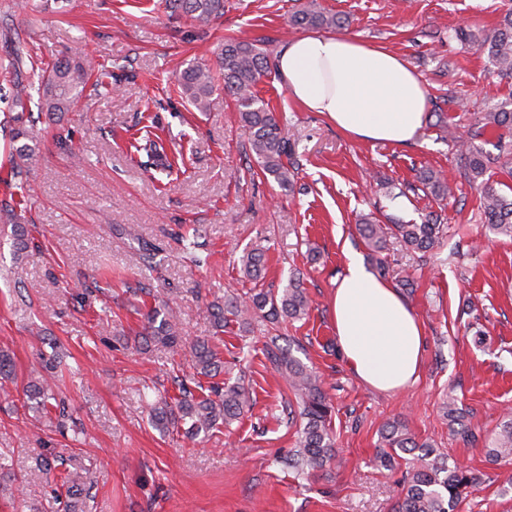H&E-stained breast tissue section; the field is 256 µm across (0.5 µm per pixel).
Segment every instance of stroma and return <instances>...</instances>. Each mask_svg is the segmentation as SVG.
Instances as JSON below:
<instances>
[{"instance_id": "obj_1", "label": "stroma", "mask_w": 512, "mask_h": 512, "mask_svg": "<svg viewBox=\"0 0 512 512\" xmlns=\"http://www.w3.org/2000/svg\"><path fill=\"white\" fill-rule=\"evenodd\" d=\"M301 2L224 0L223 17L201 26L171 14L165 0H27L23 9L0 0V30L20 31L33 57L23 81L75 46L112 73L110 89L86 85L71 111L50 117L34 106L19 111L0 70V206L27 201L26 249L0 218V350L14 363L13 379L0 382V512H62L69 471L94 475L82 494L87 512H395L407 465L383 473L374 462L379 431L395 418L479 475L462 512H512V461H488L482 444L449 431L442 409L455 398L486 437L512 408V239L483 235L481 189L462 177L452 143L512 95L486 53L458 37L493 30L512 0H316L345 15L344 35L400 56L428 99L452 97L450 130L425 126L408 146L359 140L268 75L259 95L285 124L300 165L285 190L250 176V131L223 89L200 112L178 84L188 68H215L225 38L263 39L276 51L301 36L290 23ZM18 128L38 156L20 190L10 165ZM155 149L172 175L151 167ZM424 168L453 186L447 207L408 192ZM382 178L404 196H385ZM377 207L404 222L443 210L438 253L423 261L393 242L383 266L369 261L356 222ZM195 228L201 245L189 254L181 237ZM148 245L158 252L150 268L140 259ZM253 247L264 250L274 288L303 273L309 314L275 329L257 318L245 332L216 331L209 306L250 288L239 257ZM350 252L400 288L424 326L422 369L405 390L370 388L338 347L332 300ZM405 278L412 288H401ZM171 295L177 346L137 343L145 313ZM274 336L283 346L296 340L294 355L326 381L337 448L327 476H299L281 462L297 435L293 394L266 357ZM200 338L222 343L224 375L243 378L251 407L195 439L160 432L149 413L177 396ZM49 360L65 402L60 424L33 412L23 391Z\"/></svg>"}]
</instances>
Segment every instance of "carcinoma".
<instances>
[{
    "label": "carcinoma",
    "instance_id": "cac0c4a2",
    "mask_svg": "<svg viewBox=\"0 0 512 512\" xmlns=\"http://www.w3.org/2000/svg\"><path fill=\"white\" fill-rule=\"evenodd\" d=\"M175 12H182L195 21L208 25L224 15V0H168ZM290 23L298 27L340 28L344 18L327 12L310 2L293 12ZM11 54L9 67L20 75L24 70L29 50L17 33H8ZM461 39L488 51L498 75L512 80V11L501 18L489 33H463ZM216 62L224 76V94L233 98L240 120L251 133L250 149L257 156L263 174L270 175L283 187L294 183L295 166L292 162L294 149L287 133L281 126L269 104L258 95L256 87L261 78L270 72L271 56L261 45L227 38L216 52ZM101 77L93 64L77 50L71 59L55 64L42 71L38 77L37 106L47 115L68 112L75 105L91 76ZM182 93L200 112L208 110L209 97L214 89L211 70L202 67L187 69L180 83ZM498 132L495 144L498 154L491 156L476 147L473 140L487 130ZM502 159L512 160V100L492 112L485 113L470 131V138L463 141L460 163L463 177L482 185V222L485 230L493 235L512 238V197L500 192L486 178L491 164ZM34 151L23 144L13 148L11 169L21 175L35 164ZM412 191H422L443 202L452 198L453 189L441 173L423 169L417 176ZM440 214L430 212L421 223L412 221L381 224L370 214L360 216L357 231L371 253L378 256L388 250L389 242L396 240L406 249L424 256L441 247L443 224ZM241 270L254 283L245 297L231 295L223 304L213 307L216 327L224 330L232 322L240 328L249 325L256 315L272 324L286 320H300L307 315L309 299L303 282L293 277L282 291L274 293L260 286L264 279L265 256L257 249L245 250L240 257ZM147 322L146 342H158L165 346L177 343L173 325L161 309L152 308L145 314ZM268 360L288 383L294 393L301 419L297 448L283 460L285 466L299 475L314 476L324 471L336 457V439L332 428L334 406L323 382L316 372L297 360L288 349L279 347L276 340L266 351ZM194 369L206 377H216L224 371L219 353L202 339L194 345ZM28 402L34 409L49 413L52 387L46 377L30 382L26 389ZM250 405L248 389L238 383L222 382L210 387V394L197 397L186 387H179L174 404L164 403L154 408L153 422L161 430L178 425L186 426V434L195 437L207 433L218 425L228 426L238 420ZM450 431L465 437H474L470 428L469 413L458 407L455 400L444 406ZM485 454L492 462L512 459V413L502 416L497 429L485 439ZM416 455V464L402 475L403 497L398 512H459L468 496V489L479 482V477L467 466L449 461L435 453L434 444L419 442L407 431L399 419L387 423L381 433L377 450V465L385 471L395 469L396 460L402 453ZM89 472L70 473L65 477L68 497L65 512H83L80 507L81 486L90 482Z\"/></svg>",
    "mask_w": 512,
    "mask_h": 512
}]
</instances>
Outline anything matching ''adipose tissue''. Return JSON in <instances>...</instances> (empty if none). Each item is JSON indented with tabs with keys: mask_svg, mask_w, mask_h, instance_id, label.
I'll return each instance as SVG.
<instances>
[{
	"mask_svg": "<svg viewBox=\"0 0 512 512\" xmlns=\"http://www.w3.org/2000/svg\"><path fill=\"white\" fill-rule=\"evenodd\" d=\"M275 71L289 96L350 136L415 143L426 124V91L396 55L341 34H306L281 46ZM339 347L369 387L397 392L415 381L424 329L408 304L349 254L332 303Z\"/></svg>",
	"mask_w": 512,
	"mask_h": 512,
	"instance_id": "adipose-tissue-1",
	"label": "adipose tissue"
}]
</instances>
